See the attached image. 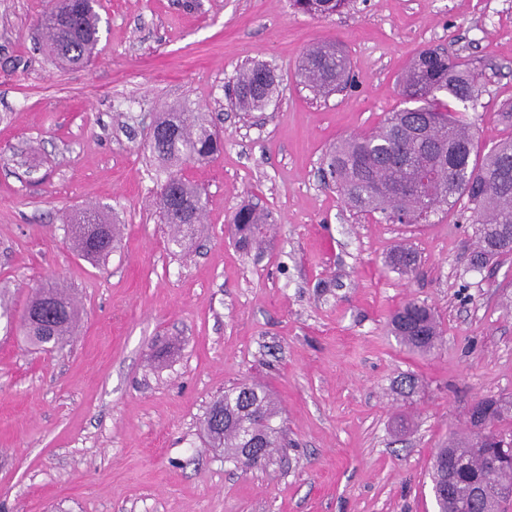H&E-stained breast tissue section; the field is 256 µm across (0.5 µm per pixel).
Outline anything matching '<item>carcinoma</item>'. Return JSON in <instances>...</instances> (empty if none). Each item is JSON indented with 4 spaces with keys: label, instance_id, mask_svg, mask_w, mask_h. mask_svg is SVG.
Segmentation results:
<instances>
[{
    "label": "carcinoma",
    "instance_id": "obj_1",
    "mask_svg": "<svg viewBox=\"0 0 512 512\" xmlns=\"http://www.w3.org/2000/svg\"><path fill=\"white\" fill-rule=\"evenodd\" d=\"M345 0H293L294 7L317 18L336 14ZM44 46L54 59L83 67L97 53L99 16L92 0H54L41 19ZM350 73L342 48L321 44L300 60L297 78L316 95L345 88ZM279 77L257 62L243 69L231 93V104L242 112L265 109L279 96ZM448 98L443 104L439 96ZM482 95L478 74L469 65L436 51L415 57L401 82L407 106L391 113L371 132L341 140L325 153V174L353 209L378 213L392 223L426 224L444 207L466 199L476 224L477 251L473 266L512 252V137L484 156L474 154L476 134L458 110L474 109ZM147 147L166 177L158 193L159 213L173 228L170 241L180 247L189 230L201 223L206 198L185 177L183 166L205 164L224 151V138L213 124L189 106L165 112L150 125ZM270 215L255 206H241L230 218L228 232L242 251L265 244ZM76 253L96 262L118 241L116 225L98 213L85 212L68 225ZM417 258L398 246L388 256L392 268L414 271ZM80 310L67 294L47 282L37 288L17 320L27 341L36 347L62 349L70 343ZM397 341L410 351L430 353L438 347L440 328L432 310L407 301L390 316ZM482 431L452 437L434 455L431 481L438 512H506L508 501L499 488L512 487V462L496 471L486 466L500 452V425L512 419V401L487 396L482 402ZM279 409L257 383L244 382L224 392L206 410L203 425L209 444L224 449V458L261 467L279 448L288 447Z\"/></svg>",
    "mask_w": 512,
    "mask_h": 512
}]
</instances>
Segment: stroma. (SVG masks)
Listing matches in <instances>:
<instances>
[{
    "label": "stroma",
    "mask_w": 512,
    "mask_h": 512,
    "mask_svg": "<svg viewBox=\"0 0 512 512\" xmlns=\"http://www.w3.org/2000/svg\"><path fill=\"white\" fill-rule=\"evenodd\" d=\"M49 6L0 0V302L21 313L55 281L82 316L50 351L0 319V512H436V450L467 433L473 399L512 397V253L473 267L465 201L392 224L351 210L320 166L402 108L400 75L427 49L479 73L464 117L482 150L512 137V0H350L319 19L291 0H99V52L66 70L38 48ZM330 41L352 82L317 98L296 66ZM254 61L282 91L239 112L225 83ZM185 103L222 128L224 151L184 171L207 206L181 250L147 136ZM248 201L275 230L247 254L227 224ZM91 208L122 228L96 264L67 232ZM400 242L412 273L384 262ZM409 300L440 322L433 355L389 332ZM242 381L271 393L289 440L247 471L201 426Z\"/></svg>",
    "instance_id": "35a3bbf8"
}]
</instances>
